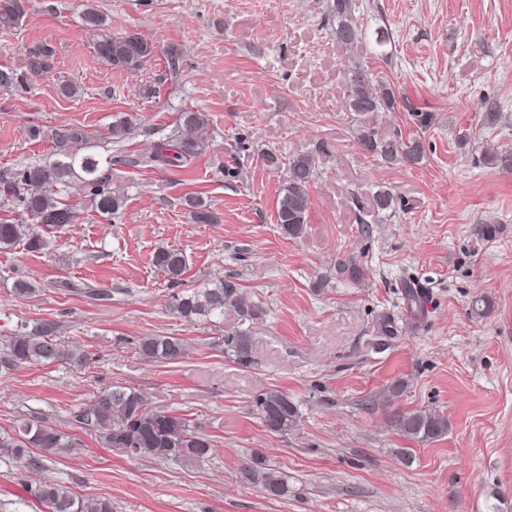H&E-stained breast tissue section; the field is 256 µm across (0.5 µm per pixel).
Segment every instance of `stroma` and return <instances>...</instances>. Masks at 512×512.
<instances>
[{"instance_id":"35a3bbf8","label":"stroma","mask_w":512,"mask_h":512,"mask_svg":"<svg viewBox=\"0 0 512 512\" xmlns=\"http://www.w3.org/2000/svg\"><path fill=\"white\" fill-rule=\"evenodd\" d=\"M332 3L32 0L18 26L0 29V68L19 78L0 87V178L48 160L53 131L76 125L125 193L107 217L86 190L68 189L74 223L45 249L0 252V341L50 323L88 355L0 373V432L34 419L73 441L34 469L0 452V512H42L27 492L38 481L107 498L112 512H512V167L501 162L512 154V0H355L364 38L351 50L333 33ZM88 5L111 34L152 42L153 58L134 72L102 63L81 20ZM38 43L54 50L42 73L29 67ZM355 61L410 110L348 112L344 73ZM66 83L80 95L63 96ZM187 109L209 119L203 153L136 166ZM419 112L432 115L427 128ZM126 114L135 128L113 141L112 121ZM365 126L383 139L420 134L422 161L367 154L356 142ZM306 154L308 224L292 238L275 206L288 158ZM381 190L394 212H374ZM189 196L217 223H194ZM162 247L187 256L182 288L232 276L262 305L256 366L224 352L233 309L192 323L169 311L175 287L152 264ZM348 256L366 268L362 283L337 273ZM19 280L34 294L15 296ZM481 298L490 308L478 315ZM382 315L397 335L376 336ZM147 334L181 337L184 357L142 360L135 344ZM116 383L192 419L212 441L208 457L132 458L75 427L71 410ZM270 388L298 405L288 433L262 425L256 400ZM414 409L446 417L447 434L401 437L392 416ZM256 456L299 495L265 498L244 477Z\"/></svg>"}]
</instances>
